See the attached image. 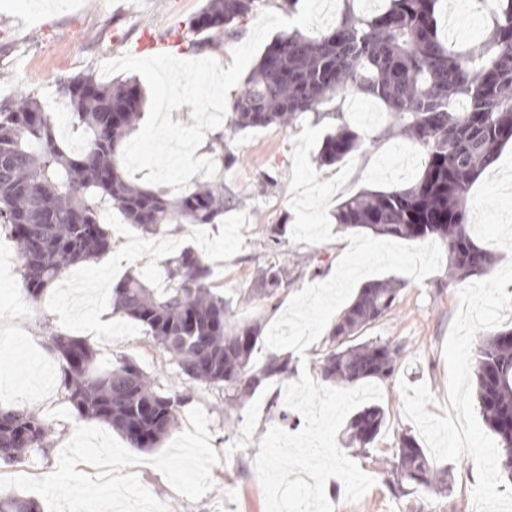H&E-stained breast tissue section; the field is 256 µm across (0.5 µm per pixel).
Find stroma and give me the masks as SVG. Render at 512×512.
I'll list each match as a JSON object with an SVG mask.
<instances>
[{
	"instance_id": "obj_1",
	"label": "stroma",
	"mask_w": 512,
	"mask_h": 512,
	"mask_svg": "<svg viewBox=\"0 0 512 512\" xmlns=\"http://www.w3.org/2000/svg\"><path fill=\"white\" fill-rule=\"evenodd\" d=\"M204 0H0V105L19 91L30 90L48 106L65 109L56 92L60 78L93 74L102 78L106 61L131 54L142 57L141 45L154 39L155 53L175 58H213L229 66L235 47L245 42L263 10L287 15L286 0H254L248 16L227 26L223 50H189L168 41L169 32L186 27ZM356 100L346 99L340 112L324 119L314 115L296 124L246 129L225 133L224 152L233 161L223 170L224 188L235 202L224 210L220 224L166 227L159 236H141L113 213L106 228L112 250L98 261L84 264L82 277L71 285V300H63L61 286L48 289L39 303H32L18 273L17 252L0 229V390L8 405L40 414L53 425L52 447L47 456L33 455L24 463L0 462V475L40 478L53 472L59 454L82 422L65 400L59 378L62 364L47 341L55 330L87 339L98 351L101 365L122 356L133 358L161 388L190 393L189 408L181 409L178 431L189 428L190 407H203L208 418L210 443L220 461L211 472L214 487L197 500L178 494L162 473L150 465L157 449H141L140 465L134 466L141 483L170 512H266L265 495L254 460L259 443L270 426L300 431L303 416L278 404L270 407V395L282 392L285 383L271 379L247 399L236 418H229L223 388L200 386L175 373L165 355L151 347L140 324L114 318L111 327L95 325L97 306H111L110 285L132 273L146 284L161 288L166 283L165 261L180 249H195L214 269L219 293L232 303V322L254 319L270 324L286 309L291 298L310 284L334 274L347 248V230L333 223L332 212L347 197L363 190L388 191L417 181L423 171L424 150L417 143L386 135L391 122L379 102L366 110L365 121ZM346 125L358 132L362 148L333 166H319L316 158L323 138ZM272 185L261 187L264 176ZM285 227L280 249L301 274L272 300L254 298L249 281L269 258L266 247L272 225ZM388 280L402 290L392 310L362 332V339H381L402 348L404 356L395 379L380 382L385 425L368 448L347 449L346 454L375 484L357 502L344 499L339 479H329L326 494L334 512H470V497L477 481L469 456L437 462L447 471L448 490L407 487L394 495L397 441L415 425L404 415L401 382L426 384L433 396L428 412L443 415L448 401V370L443 347L460 303L461 282L452 280L447 265L415 282L391 272Z\"/></svg>"
}]
</instances>
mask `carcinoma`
<instances>
[{
  "mask_svg": "<svg viewBox=\"0 0 512 512\" xmlns=\"http://www.w3.org/2000/svg\"><path fill=\"white\" fill-rule=\"evenodd\" d=\"M370 14L352 0L323 33L285 31L261 54L230 105V130L292 125L338 98L365 95L382 103L391 128L419 143L426 157L421 178L390 191L359 192L341 202L335 223L375 236L438 238L448 253V274L462 281L491 266L476 248L466 222L469 187L512 141V0H498L490 22L464 47L438 26L440 0H384ZM253 0H206L189 22L192 49L224 46V27L245 17ZM57 93L69 106L86 146L73 151L60 140L50 112L35 93L0 106V224L14 240L21 279L37 302L72 266L110 251L102 205L112 202L144 236L169 224H219L224 182L170 195L146 189L123 172L122 145L144 108L131 78L102 82L93 75L61 78ZM467 103L465 111L457 102ZM360 135L343 125L328 134L318 162L334 165L357 151ZM283 228L273 225L271 260L251 282L252 294L271 298L288 287L280 257ZM167 286L148 288L129 274L112 288L113 313L145 328L179 373L201 385L222 386L238 407L265 381L294 373L288 357L271 351L262 364L255 351L262 329L255 321L230 325L231 306L215 292L206 261L182 249L166 261ZM401 285L374 280L360 289L329 333L321 376L341 385L389 380L401 349L359 333L396 304ZM48 342L62 361L60 386L85 418L122 435L133 448H155L175 427L189 395L157 386L131 358L102 369L85 339L51 331ZM476 395L485 424L499 438L501 466L512 478V329L487 337L477 349ZM377 405L359 411L348 427L350 448H366L385 424ZM52 425L23 410L0 407V461L23 463L51 447ZM395 494L405 486L448 488V472L434 467L415 436L399 437ZM0 512H40L26 498H0Z\"/></svg>",
  "mask_w": 512,
  "mask_h": 512,
  "instance_id": "carcinoma-1",
  "label": "carcinoma"
}]
</instances>
